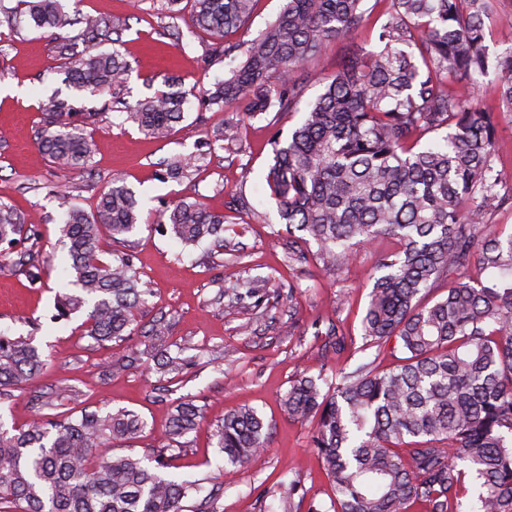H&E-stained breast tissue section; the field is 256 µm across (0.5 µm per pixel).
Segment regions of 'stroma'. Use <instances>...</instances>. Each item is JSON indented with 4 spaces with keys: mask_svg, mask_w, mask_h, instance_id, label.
Returning <instances> with one entry per match:
<instances>
[{
    "mask_svg": "<svg viewBox=\"0 0 512 512\" xmlns=\"http://www.w3.org/2000/svg\"><path fill=\"white\" fill-rule=\"evenodd\" d=\"M163 0H79L81 12L127 18L121 52L130 66L123 86L112 95L86 96L93 117L87 126L93 153L86 169L62 171L39 152L37 134L44 116L40 104L62 85L53 73L55 43L49 34L19 26L0 32V201L14 207L38 233L25 246L42 268L43 284L32 287L14 255L0 254V332L33 337L47 362L21 393L0 402V422L18 430L78 416L81 411L131 410L146 423L133 452L152 458L165 453L168 474L199 481L216 492L219 512H282L289 485L315 499L328 512L332 486L317 449L312 426L288 419L282 398L301 375L317 374L322 363L356 366L354 358L328 354L330 322H338L354 346L363 343L361 320L372 283L368 275L394 241L377 238L340 272L326 273L316 261L289 264V250L314 253L316 244L289 240L265 176L271 160L269 139L290 132L301 113L284 116L276 126L246 118L231 144H210L208 133L224 123V108L205 106L199 96L224 78L228 65L207 64L211 41L190 16L171 21ZM374 32L361 26L351 37L329 43L315 61L317 71L340 69L348 51L372 49ZM195 90L184 120L169 137L153 139L126 122L115 102H134L164 84ZM192 155L197 167L177 179L163 177L162 163L173 155ZM115 177L132 188L143 213H158L178 198L199 199L227 216L228 250L210 241L183 247L158 225L140 227L129 243L102 237L103 260L131 254L150 293L136 314L133 332L123 342L96 343L81 329L83 318L52 322L58 294L67 292L66 252L59 238L62 200L92 210L101 190ZM244 190L253 212L227 209L232 193ZM260 281V305L228 308L222 286ZM164 318L168 342L188 362L180 374L165 377L151 370L153 357L144 333ZM193 399L204 419L199 428L172 443L168 422L176 405ZM251 407L268 427L266 451L232 474H225L214 430L231 410Z\"/></svg>",
    "mask_w": 512,
    "mask_h": 512,
    "instance_id": "35a3bbf8",
    "label": "stroma"
}]
</instances>
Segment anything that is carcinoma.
<instances>
[{"instance_id": "carcinoma-1", "label": "carcinoma", "mask_w": 512, "mask_h": 512, "mask_svg": "<svg viewBox=\"0 0 512 512\" xmlns=\"http://www.w3.org/2000/svg\"><path fill=\"white\" fill-rule=\"evenodd\" d=\"M259 0H189L192 23L212 36L208 61L236 62L224 80L204 91L210 105L236 104L242 115L297 112L308 84L323 90L309 102L286 140L274 135L266 176L279 220L314 242L316 262L328 272L345 267L353 249L381 236L393 254L370 274L363 317L365 347L387 349L393 367L374 362L295 380L282 399L288 416L312 422V447L332 480V512H512V232L480 227L512 208L497 140L501 115L512 117V47L489 52L488 23L499 0H374L377 48L354 53L330 76L306 69L330 41L352 36L372 12L368 0H283L272 22L240 44L225 40L249 30ZM27 22L56 40L54 69L75 92L56 90L42 103L46 123L39 151L63 169L83 168L92 152L86 131L93 113L76 106L79 93L100 96L123 84L129 67L118 48L121 17L83 15L75 25L65 0H16L0 5V26ZM85 52L72 53L75 42ZM242 61H237L238 56ZM494 77L497 110L477 108L472 93ZM185 96L159 91L124 104L127 119L154 139H165L185 113ZM238 120L211 132V142L235 140ZM441 138L421 143L427 133ZM191 156L166 163L177 177ZM143 218L132 189L112 180L95 210L69 205L59 228L67 248L73 291L60 295L56 318L83 313L85 335L97 343L130 335L135 311L149 290L132 260L99 256L102 233L127 240ZM158 223L184 246L205 238L222 242L224 215L199 201L168 205ZM38 235L15 209L0 203V246L15 248ZM485 280L469 276L473 263ZM16 264L40 279L28 250ZM442 288L434 302L424 301ZM261 289L233 283L232 303L260 297ZM156 372L179 374L186 360L171 354L166 324L146 335ZM44 365L30 336L0 333V400L22 391ZM191 400L176 406L172 440L198 425ZM134 412L85 411L45 426L14 431L0 422V505L13 512H186L183 501L199 484L168 477L164 457L154 464L134 454L94 461L114 441L130 444L144 429ZM267 426L250 407L224 416L214 432L229 472L266 448ZM480 480L476 505L465 510L462 475Z\"/></svg>"}]
</instances>
